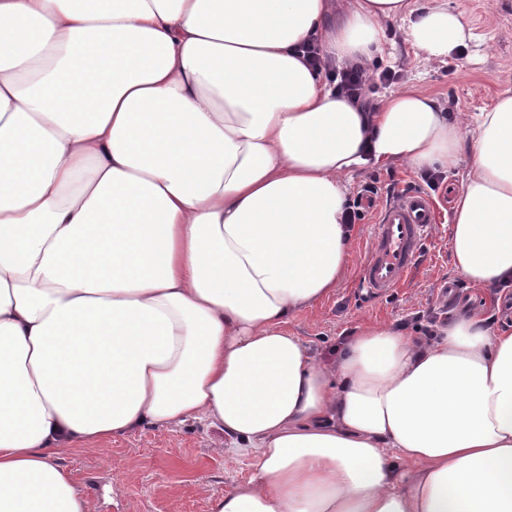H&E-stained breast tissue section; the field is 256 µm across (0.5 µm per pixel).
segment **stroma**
I'll use <instances>...</instances> for the list:
<instances>
[{
  "instance_id": "1",
  "label": "stroma",
  "mask_w": 512,
  "mask_h": 512,
  "mask_svg": "<svg viewBox=\"0 0 512 512\" xmlns=\"http://www.w3.org/2000/svg\"><path fill=\"white\" fill-rule=\"evenodd\" d=\"M470 21L475 40L442 63L420 61L406 40L402 21L387 22L382 60L376 70L399 74L435 98L446 111L472 117L512 88V0H450ZM465 168L445 173L434 197L437 222L423 254L403 287L375 295L359 285L372 225L373 206H360L353 226L346 271L336 291L313 307L292 313L288 329L321 365H334L343 346L368 326L383 324L424 338L429 322L443 324L468 310L497 324L512 323V288H476L455 271L450 251L451 197ZM375 183L377 201L389 191L421 186V174L402 164L369 168L348 184L357 198ZM223 431L202 420L146 426L107 441L92 452L74 450L59 459L91 498L94 512H210L212 499L247 481L254 471L250 453H223Z\"/></svg>"
}]
</instances>
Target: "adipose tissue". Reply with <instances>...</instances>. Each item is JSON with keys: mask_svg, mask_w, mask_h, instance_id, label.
<instances>
[{"mask_svg": "<svg viewBox=\"0 0 512 512\" xmlns=\"http://www.w3.org/2000/svg\"><path fill=\"white\" fill-rule=\"evenodd\" d=\"M395 19L427 60L473 38L448 0H0V512H93L58 457L191 419L255 454L210 512H512V326L370 327L332 367L287 327L372 167L469 158L454 268L512 281V89L470 126L326 76Z\"/></svg>", "mask_w": 512, "mask_h": 512, "instance_id": "adipose-tissue-1", "label": "adipose tissue"}]
</instances>
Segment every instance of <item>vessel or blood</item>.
Returning a JSON list of instances; mask_svg holds the SVG:
<instances>
[{
	"label": "vessel or blood",
	"mask_w": 512,
	"mask_h": 512,
	"mask_svg": "<svg viewBox=\"0 0 512 512\" xmlns=\"http://www.w3.org/2000/svg\"><path fill=\"white\" fill-rule=\"evenodd\" d=\"M435 222L432 197L422 190L391 196L378 212L360 283L373 294L398 288L419 261L423 242Z\"/></svg>",
	"instance_id": "obj_1"
}]
</instances>
